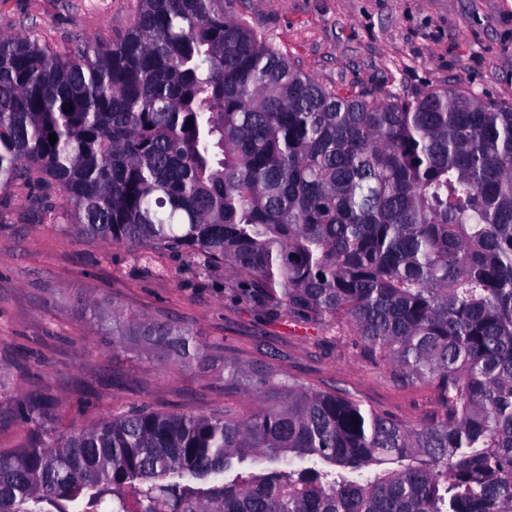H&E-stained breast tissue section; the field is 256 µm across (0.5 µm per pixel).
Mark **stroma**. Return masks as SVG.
<instances>
[{"label":"stroma","mask_w":512,"mask_h":512,"mask_svg":"<svg viewBox=\"0 0 512 512\" xmlns=\"http://www.w3.org/2000/svg\"><path fill=\"white\" fill-rule=\"evenodd\" d=\"M136 0H0V34L36 33L61 48L108 39L127 24ZM248 24L287 49L332 90H465L512 103V0H237ZM9 203L0 223V449L33 444L38 429L19 411L35 386L56 413L49 429L88 426L113 412L148 405L159 412L210 413L246 408L240 389L224 384V360L269 364L312 386L337 387L363 408L413 425L434 419L437 394L405 385L370 357L342 324L307 325L242 302L236 273L190 279L188 259L165 253L163 274L139 265L125 246H107L39 224ZM101 304L94 320L89 301ZM141 319L122 346L110 348L112 309ZM151 322L192 324L214 348L206 370H172L173 343ZM40 350L38 362L15 363V349Z\"/></svg>","instance_id":"stroma-1"}]
</instances>
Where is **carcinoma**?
<instances>
[{
	"label": "carcinoma",
	"mask_w": 512,
	"mask_h": 512,
	"mask_svg": "<svg viewBox=\"0 0 512 512\" xmlns=\"http://www.w3.org/2000/svg\"><path fill=\"white\" fill-rule=\"evenodd\" d=\"M0 188L40 224L341 322L440 406L406 425L226 357L254 410L44 431L0 451V512H512V106L336 92L235 0H136L80 48L0 35ZM179 336L181 366L208 360ZM53 413L35 392L20 417Z\"/></svg>",
	"instance_id": "1"
}]
</instances>
